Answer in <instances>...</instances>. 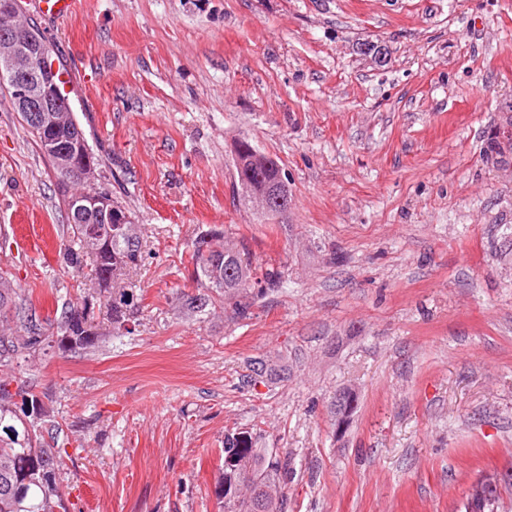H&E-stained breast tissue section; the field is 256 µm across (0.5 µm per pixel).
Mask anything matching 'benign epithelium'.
<instances>
[{
	"label": "benign epithelium",
	"instance_id": "benign-epithelium-1",
	"mask_svg": "<svg viewBox=\"0 0 512 512\" xmlns=\"http://www.w3.org/2000/svg\"><path fill=\"white\" fill-rule=\"evenodd\" d=\"M12 17V8L3 0L0 3V75L12 80L17 104L28 112L33 123L45 130L47 150L63 180L94 188L96 165L86 157L83 141L72 139L66 143L56 138L58 113L71 111L60 81L56 80V70L49 65L46 52L33 45L29 25L12 23ZM250 203L280 217L286 216L289 210L288 198L278 193L257 192L251 195ZM72 206L75 214L85 208L99 213L101 223L107 225L109 232L112 225L129 221L127 217L113 216L112 200L100 190L72 199Z\"/></svg>",
	"mask_w": 512,
	"mask_h": 512
}]
</instances>
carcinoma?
Wrapping results in <instances>:
<instances>
[{
	"mask_svg": "<svg viewBox=\"0 0 512 512\" xmlns=\"http://www.w3.org/2000/svg\"><path fill=\"white\" fill-rule=\"evenodd\" d=\"M280 185L288 181L274 161L269 168L244 167L237 192L244 198ZM94 219L91 212L67 218L72 244L65 246L64 258L79 273L89 269L85 278L95 289L69 300L56 324L44 327L10 273L0 269V368L47 348L78 352L95 347L103 337L96 311L104 308L110 312L113 331L125 328L135 309L134 295L114 283L125 270L138 266L143 255L130 251L119 224L112 225V236L90 239ZM189 265L191 279L214 293L211 298L181 297L184 315L195 319L213 300L230 307L236 318H245L251 306L245 298L278 287L282 278L280 271L259 269L246 254L226 246L224 233L217 229L196 238ZM254 284L260 286L255 292ZM42 417L43 402L32 386L20 382L13 391L9 383L0 382V512H68L56 480L67 451L41 445ZM224 457L235 460V469H227V481L238 477L251 486L249 495L224 502V512H285L286 499L273 500L265 488L284 485L288 458L254 447L251 438L241 444L233 434L224 437Z\"/></svg>",
	"mask_w": 512,
	"mask_h": 512,
	"instance_id": "cac0c4a2",
	"label": "carcinoma"
}]
</instances>
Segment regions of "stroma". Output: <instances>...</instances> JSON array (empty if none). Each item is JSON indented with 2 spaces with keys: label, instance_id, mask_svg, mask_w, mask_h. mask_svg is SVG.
Returning a JSON list of instances; mask_svg holds the SVG:
<instances>
[{
  "label": "stroma",
  "instance_id": "35a3bbf8",
  "mask_svg": "<svg viewBox=\"0 0 512 512\" xmlns=\"http://www.w3.org/2000/svg\"><path fill=\"white\" fill-rule=\"evenodd\" d=\"M19 6L145 256L121 282L129 334L0 368L60 427L70 512H224V437L245 430L288 459L285 512H464L486 477L512 512V163L484 158L512 103V0ZM241 137L282 166L287 222L240 204ZM212 228L282 273L249 318L180 311ZM69 240L0 90V268L41 319L86 284Z\"/></svg>",
  "mask_w": 512,
  "mask_h": 512
}]
</instances>
